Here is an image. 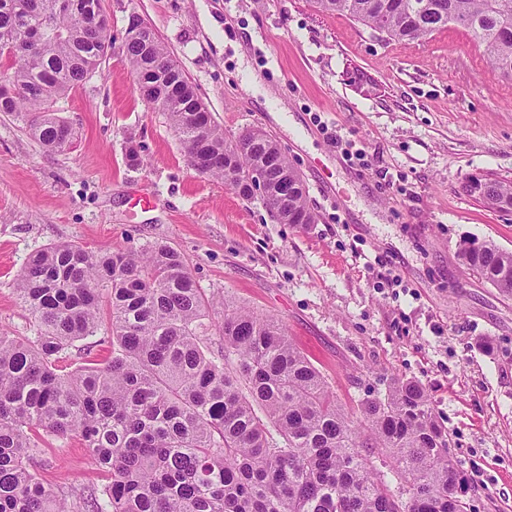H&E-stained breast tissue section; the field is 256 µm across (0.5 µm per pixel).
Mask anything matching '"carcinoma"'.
Here are the masks:
<instances>
[{"label": "carcinoma", "instance_id": "1", "mask_svg": "<svg viewBox=\"0 0 512 512\" xmlns=\"http://www.w3.org/2000/svg\"><path fill=\"white\" fill-rule=\"evenodd\" d=\"M389 40L463 28L512 77V0H314ZM109 42L100 0H0V112L44 148L72 147L55 100L87 79ZM138 96L167 115L200 174L234 189L269 161L293 165L264 130L229 152L224 131L158 36H130ZM468 195L512 208V181L473 178ZM272 214L312 224L307 190ZM470 274L512 294V252L461 248ZM32 335L0 330V512H467V477L423 387L395 377L352 420L277 320L224 301L186 259L67 242L33 254L13 284ZM108 313L109 355L98 350ZM220 338L213 350L209 335ZM83 345H78V342ZM82 363L67 370L73 352ZM49 437H75L108 476L61 497L31 470Z\"/></svg>", "mask_w": 512, "mask_h": 512}]
</instances>
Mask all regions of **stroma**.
Returning a JSON list of instances; mask_svg holds the SVG:
<instances>
[{
    "instance_id": "1",
    "label": "stroma",
    "mask_w": 512,
    "mask_h": 512,
    "mask_svg": "<svg viewBox=\"0 0 512 512\" xmlns=\"http://www.w3.org/2000/svg\"><path fill=\"white\" fill-rule=\"evenodd\" d=\"M110 44L55 106L77 132L52 152L0 115V330L29 335L12 283L29 256L70 241L100 252L164 242L199 288L284 325L350 415L392 377L423 385L470 479L468 512H512V294L470 275L459 250L512 251V209L462 190L512 180V79L461 28L393 41L312 0H101ZM138 14L180 62L233 140L267 131L304 179L311 224H283L261 199L199 174L165 115L134 91L126 56ZM265 90L254 91L249 75ZM365 148L346 161L321 131ZM137 149L140 161L128 160ZM149 194L152 208L137 206ZM402 287L383 288L386 269ZM56 490L106 475L78 441L35 464Z\"/></svg>"
}]
</instances>
